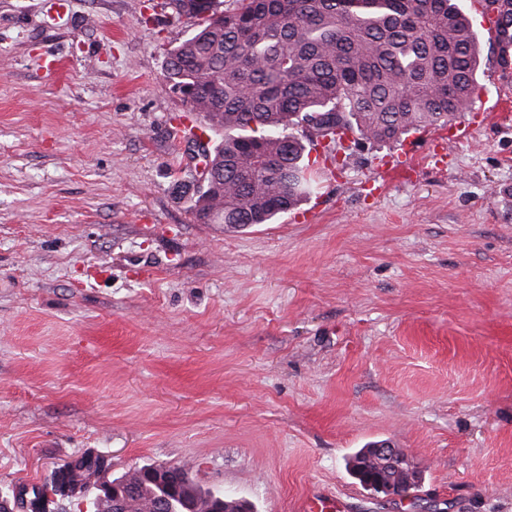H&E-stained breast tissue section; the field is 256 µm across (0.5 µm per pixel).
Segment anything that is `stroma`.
<instances>
[{"label":"stroma","mask_w":512,"mask_h":512,"mask_svg":"<svg viewBox=\"0 0 512 512\" xmlns=\"http://www.w3.org/2000/svg\"><path fill=\"white\" fill-rule=\"evenodd\" d=\"M0 0V485L85 451L113 476L187 466L200 487L294 512H512V74L502 106L319 171L276 223L196 222L163 79L193 18L167 0ZM57 72H49L50 61ZM421 473L375 496L373 441Z\"/></svg>","instance_id":"1"}]
</instances>
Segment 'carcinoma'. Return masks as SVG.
I'll list each match as a JSON object with an SVG mask.
<instances>
[{
    "mask_svg": "<svg viewBox=\"0 0 512 512\" xmlns=\"http://www.w3.org/2000/svg\"><path fill=\"white\" fill-rule=\"evenodd\" d=\"M172 2L199 23L169 53L164 79L220 136L204 154L218 184L194 190L203 224H271L295 209L314 189L310 129L332 141L323 154L334 160L349 133L393 143L444 127L479 88V35L453 0ZM97 471L81 461L72 477ZM124 478L138 492L123 512H154L164 490L138 469Z\"/></svg>",
    "mask_w": 512,
    "mask_h": 512,
    "instance_id": "carcinoma-1",
    "label": "carcinoma"
}]
</instances>
